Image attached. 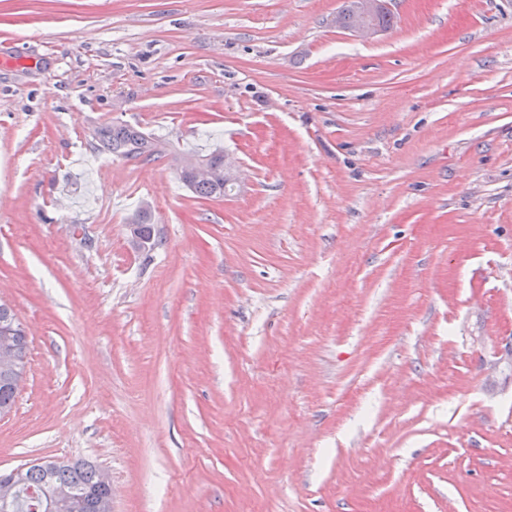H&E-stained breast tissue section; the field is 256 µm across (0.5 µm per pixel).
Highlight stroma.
Masks as SVG:
<instances>
[{
  "instance_id": "1",
  "label": "stroma",
  "mask_w": 512,
  "mask_h": 512,
  "mask_svg": "<svg viewBox=\"0 0 512 512\" xmlns=\"http://www.w3.org/2000/svg\"><path fill=\"white\" fill-rule=\"evenodd\" d=\"M341 2L0 0V473L96 461L112 512H512V0H392L371 38ZM109 122L159 153H95ZM190 149L239 189L195 198ZM204 159L213 169L207 167L202 160ZM224 158V162H223ZM180 167L191 172L181 169V179L193 193L201 200H222L224 199V182L226 186L232 189L240 184L241 174L236 164L226 156H222L221 152H213L208 155H185L180 160ZM193 176V177H192ZM212 177V178H211ZM208 180L199 182L193 180ZM134 220L130 221L131 224H127L129 234H130V243L137 250H146L151 249L149 246V242L143 240L139 236L138 232V224L140 227L141 236L144 239L151 240V245H155L154 239V228L152 222V212L151 210L141 211L138 215V219L136 224H132ZM12 336H17L19 354L26 358L28 348L26 331L13 310L7 304L0 302V369L11 373L15 380V390L18 392L24 380L25 369L17 355Z\"/></svg>"
}]
</instances>
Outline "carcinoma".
I'll list each match as a JSON object with an SVG mask.
<instances>
[{
    "label": "carcinoma",
    "instance_id": "1",
    "mask_svg": "<svg viewBox=\"0 0 512 512\" xmlns=\"http://www.w3.org/2000/svg\"><path fill=\"white\" fill-rule=\"evenodd\" d=\"M97 152L126 159L150 158L158 152V142L140 129L123 123H106L93 133ZM213 169L205 182L193 180L181 171V179L201 200L224 199V162L220 152L202 156ZM17 337L18 351L26 356L27 334L13 310L0 302V336ZM16 393L8 373L0 370V413L10 412ZM101 467L83 461H61L46 469L31 466L20 478L14 502H0V512H112L108 491L99 485Z\"/></svg>",
    "mask_w": 512,
    "mask_h": 512
}]
</instances>
